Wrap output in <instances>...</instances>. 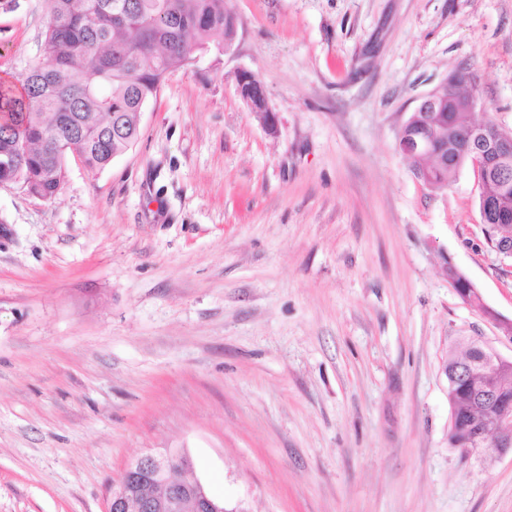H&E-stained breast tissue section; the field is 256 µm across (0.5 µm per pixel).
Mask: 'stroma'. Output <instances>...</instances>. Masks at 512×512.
I'll list each match as a JSON object with an SVG mask.
<instances>
[{"instance_id": "obj_1", "label": "stroma", "mask_w": 512, "mask_h": 512, "mask_svg": "<svg viewBox=\"0 0 512 512\" xmlns=\"http://www.w3.org/2000/svg\"><path fill=\"white\" fill-rule=\"evenodd\" d=\"M229 5L232 46L166 76L128 151L67 156L50 200L0 187V512H105L156 448L248 512H512V452L448 444L444 372L459 336L512 359V261L471 165L434 190L396 151L461 68L512 129V0ZM47 9L0 4V79ZM236 82L237 91L243 102L251 112L259 116L266 131L274 134L277 130V122L269 107L263 82L254 73L245 69L238 71Z\"/></svg>"}]
</instances>
